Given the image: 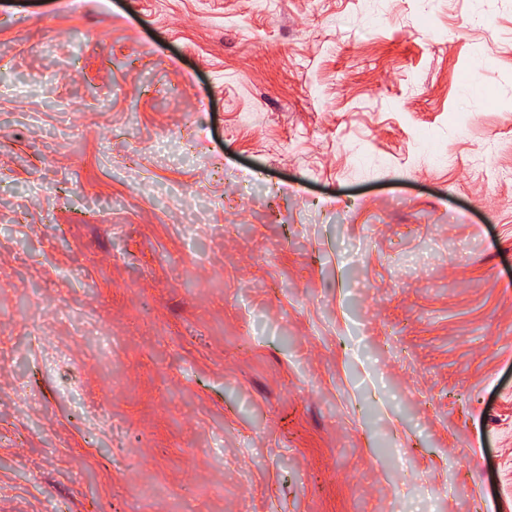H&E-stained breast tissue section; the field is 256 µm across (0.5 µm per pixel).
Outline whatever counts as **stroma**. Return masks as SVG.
Wrapping results in <instances>:
<instances>
[{"label":"stroma","mask_w":512,"mask_h":512,"mask_svg":"<svg viewBox=\"0 0 512 512\" xmlns=\"http://www.w3.org/2000/svg\"><path fill=\"white\" fill-rule=\"evenodd\" d=\"M0 353V512H512V0H0Z\"/></svg>","instance_id":"35a3bbf8"}]
</instances>
